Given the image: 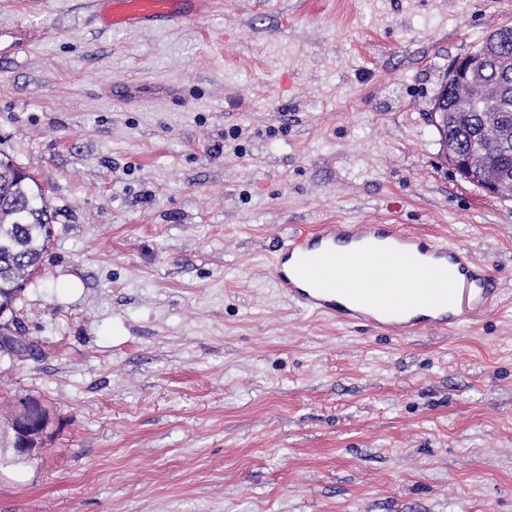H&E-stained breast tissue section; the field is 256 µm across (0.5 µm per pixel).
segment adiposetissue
Here are the masks:
<instances>
[{
  "mask_svg": "<svg viewBox=\"0 0 512 512\" xmlns=\"http://www.w3.org/2000/svg\"><path fill=\"white\" fill-rule=\"evenodd\" d=\"M375 265L367 281L368 287L402 288L413 279L422 288L424 298L431 302H440L449 293L447 267L420 261L410 268L404 266L402 260L386 257L377 258Z\"/></svg>",
  "mask_w": 512,
  "mask_h": 512,
  "instance_id": "ef3b65f1",
  "label": "adipose tissue"
}]
</instances>
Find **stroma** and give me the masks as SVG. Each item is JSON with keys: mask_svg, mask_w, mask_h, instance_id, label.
Returning a JSON list of instances; mask_svg holds the SVG:
<instances>
[{"mask_svg": "<svg viewBox=\"0 0 512 512\" xmlns=\"http://www.w3.org/2000/svg\"><path fill=\"white\" fill-rule=\"evenodd\" d=\"M512 0H222L101 30L90 0H0V154L53 238L17 302L39 350L0 409L53 410L0 512H512V199L440 157L451 63ZM468 250L496 296L393 336L288 302L293 224Z\"/></svg>", "mask_w": 512, "mask_h": 512, "instance_id": "stroma-1", "label": "stroma"}]
</instances>
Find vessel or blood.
Segmentation results:
<instances>
[{"label":"vessel or blood","instance_id":"b4317fda","mask_svg":"<svg viewBox=\"0 0 512 512\" xmlns=\"http://www.w3.org/2000/svg\"><path fill=\"white\" fill-rule=\"evenodd\" d=\"M94 6L95 18L102 27L143 29L198 21L213 9L214 0H94ZM380 253L400 258L418 253L446 265L452 308L419 313L414 306L415 289H401L400 300L393 303L381 289L362 287L368 270L355 266V259H369ZM270 273L278 291L302 309L398 336L453 327L464 310L485 307L493 294L491 272L468 251L383 222L294 226L280 237L272 253ZM340 280L351 285L350 303L336 297Z\"/></svg>","mask_w":512,"mask_h":512}]
</instances>
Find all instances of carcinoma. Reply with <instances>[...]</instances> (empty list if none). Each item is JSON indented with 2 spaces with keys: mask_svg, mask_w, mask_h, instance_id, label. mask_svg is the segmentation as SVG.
<instances>
[{
  "mask_svg": "<svg viewBox=\"0 0 512 512\" xmlns=\"http://www.w3.org/2000/svg\"><path fill=\"white\" fill-rule=\"evenodd\" d=\"M489 38L507 43L502 70L490 78L506 77L508 89L487 102L463 103L448 92V144L479 156L490 169L512 182V28H498ZM21 167L0 158V304L9 305L23 291L21 272L33 275L43 266L51 238L52 213L33 202L38 184L22 176Z\"/></svg>",
  "mask_w": 512,
  "mask_h": 512,
  "instance_id": "cac0c4a2",
  "label": "carcinoma"
}]
</instances>
